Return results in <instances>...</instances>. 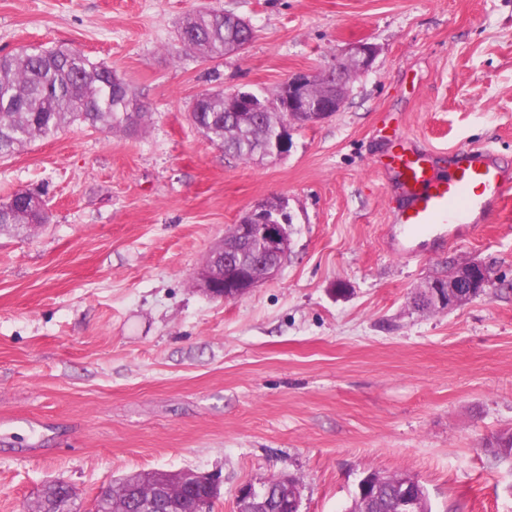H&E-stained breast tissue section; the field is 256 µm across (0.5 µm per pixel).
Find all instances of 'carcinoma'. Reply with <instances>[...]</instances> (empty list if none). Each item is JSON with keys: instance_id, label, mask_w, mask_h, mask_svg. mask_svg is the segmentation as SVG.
<instances>
[{"instance_id": "carcinoma-1", "label": "carcinoma", "mask_w": 512, "mask_h": 512, "mask_svg": "<svg viewBox=\"0 0 512 512\" xmlns=\"http://www.w3.org/2000/svg\"><path fill=\"white\" fill-rule=\"evenodd\" d=\"M238 15L217 10H196L180 26V50L202 61L224 57L226 47L238 35L233 20ZM287 83H282L275 102L258 92L263 101L259 112L240 113L226 104L224 92H205L192 107L195 126L224 153L248 162L258 157L264 141L284 118ZM150 113L132 86L103 62L68 47L20 50L0 56V159L38 140L54 137L72 126L131 132L142 126ZM46 211L30 208L22 193L0 204V232L28 237L47 223ZM163 486L172 512H187L192 502L212 498V487L201 480L182 485L165 473L131 474L100 493L103 512H135L136 499H146ZM389 490L368 503L372 512H394V478Z\"/></svg>"}]
</instances>
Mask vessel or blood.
I'll use <instances>...</instances> for the list:
<instances>
[{
    "mask_svg": "<svg viewBox=\"0 0 512 512\" xmlns=\"http://www.w3.org/2000/svg\"><path fill=\"white\" fill-rule=\"evenodd\" d=\"M378 166L398 204L394 223L403 229L399 252L415 236L447 238L474 229V216L489 200L512 197V174L484 147L463 146L439 152L399 134Z\"/></svg>",
    "mask_w": 512,
    "mask_h": 512,
    "instance_id": "1",
    "label": "vessel or blood"
}]
</instances>
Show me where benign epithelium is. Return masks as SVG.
Instances as JSON below:
<instances>
[{
  "label": "benign epithelium",
  "mask_w": 512,
  "mask_h": 512,
  "mask_svg": "<svg viewBox=\"0 0 512 512\" xmlns=\"http://www.w3.org/2000/svg\"><path fill=\"white\" fill-rule=\"evenodd\" d=\"M377 56V47L366 41L349 44L328 68L319 73L300 72L288 78V107L286 118L277 126L273 138L263 150V158L276 161L288 155L292 148V131L298 125L323 121L342 110L346 94L328 97L315 104L308 96L309 85L315 80H329L341 86L347 72L356 68L366 72L372 68ZM235 108L244 112L258 106L254 94L237 90L225 95ZM289 224L283 211H274L264 204L253 206L233 225L232 234L242 247H255L258 261L253 265H242L225 255L224 241H218L197 273L198 285L210 296L225 300L236 299L251 292L262 283L274 278L282 268L290 251ZM478 272H473L471 281L466 283L461 277L448 282V293L440 288L427 290V299L440 309H453L480 295L476 289ZM419 480L412 475L398 477V508L400 512H417L415 489ZM272 484L258 485L246 483L238 491V500L247 502L258 510L267 505L271 496Z\"/></svg>",
  "instance_id": "1"
}]
</instances>
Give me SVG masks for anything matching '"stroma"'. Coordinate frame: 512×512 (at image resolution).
Wrapping results in <instances>:
<instances>
[{
  "label": "stroma",
  "mask_w": 512,
  "mask_h": 512,
  "mask_svg": "<svg viewBox=\"0 0 512 512\" xmlns=\"http://www.w3.org/2000/svg\"><path fill=\"white\" fill-rule=\"evenodd\" d=\"M210 7L249 46L174 56ZM365 40L378 48L341 112L297 128L288 156L243 162L188 118L198 95L272 94ZM66 45L126 79L138 132L71 127L0 160V202L43 192L49 221L0 234V512L62 479L77 512L131 473L219 474L212 512L290 473L301 512H347L372 471L417 476L433 512H512V200L471 234L399 257L374 166L394 130L489 148L512 167V0H0V56ZM288 201L279 275L231 300L199 289L247 210ZM491 268L451 310L412 297L450 266Z\"/></svg>",
  "instance_id": "1"
}]
</instances>
